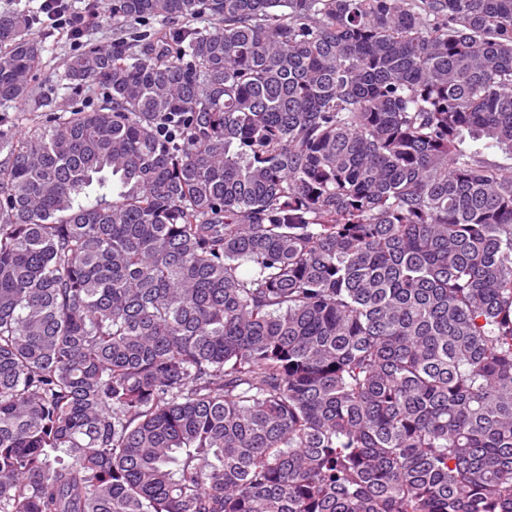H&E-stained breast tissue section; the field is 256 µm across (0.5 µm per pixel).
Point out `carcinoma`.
<instances>
[{"label":"carcinoma","instance_id":"1","mask_svg":"<svg viewBox=\"0 0 512 512\" xmlns=\"http://www.w3.org/2000/svg\"><path fill=\"white\" fill-rule=\"evenodd\" d=\"M0 13V512H512V0ZM43 0H0V11H11L16 8H26L33 14L40 15V24L37 23L34 26L33 33L38 38L45 41L46 51L43 54L44 63H45V73L41 78L43 79V83L40 85L41 93L44 96H48L49 98L53 95H56V84H55V72H61L64 69L63 61L69 55L71 51V47L68 41L65 39V36L59 30H55L54 34L52 33V26L47 18L39 14L40 4ZM52 3L50 0H44L43 5ZM54 29V28H53ZM51 31V32H49ZM51 75H54L53 81H51ZM89 3L93 5L95 15L85 29V36L82 40L101 45L111 44L120 25L112 21L109 0H72L71 7L74 11L84 14ZM23 109H26L24 107H18L15 106L12 103L7 104H0V129H6L8 128L13 133L21 131L27 121L25 120L26 117H30L31 115H40V113H29L25 112L23 113Z\"/></svg>","mask_w":512,"mask_h":512}]
</instances>
